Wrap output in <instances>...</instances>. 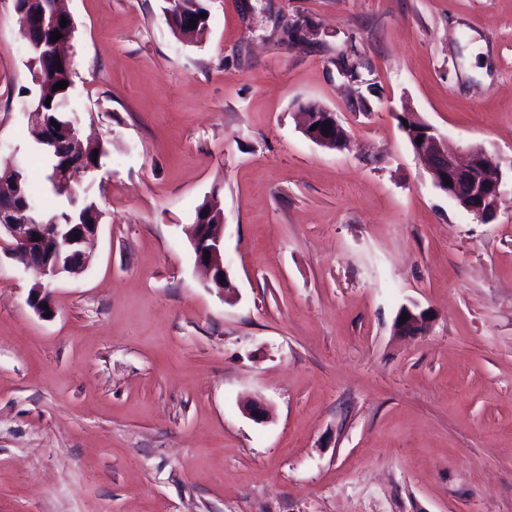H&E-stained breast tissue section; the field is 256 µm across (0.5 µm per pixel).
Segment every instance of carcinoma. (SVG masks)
Returning a JSON list of instances; mask_svg holds the SVG:
<instances>
[{"mask_svg":"<svg viewBox=\"0 0 512 512\" xmlns=\"http://www.w3.org/2000/svg\"><path fill=\"white\" fill-rule=\"evenodd\" d=\"M163 12L171 32L177 37L187 34V30L182 26V18L186 14L199 17V26L192 32L193 38L199 39L208 31L210 9L207 0H164ZM203 13L207 14V17H201ZM51 35V31L37 25L32 29V38L29 42V48L33 49V54L38 57L34 79L39 82V90L35 98L30 101L28 110L45 112L49 116L54 115L57 104L61 100L71 97L73 86L71 55L60 42L51 41ZM61 81L68 82L67 88L53 90V87ZM47 101L50 102L48 106L45 105ZM95 152L100 156L103 155V149L99 144L81 141L75 145L72 155L64 162L50 161L46 179L49 180L56 195L70 198L76 194L80 179L86 171L100 165V160L93 159ZM57 168L60 169L61 177L55 181L53 175ZM80 201L81 206L78 208L69 206L47 220L37 219L35 234L40 236L49 233L53 224L95 223L101 214L97 203L87 195L80 197Z\"/></svg>","mask_w":512,"mask_h":512,"instance_id":"cac0c4a2","label":"carcinoma"}]
</instances>
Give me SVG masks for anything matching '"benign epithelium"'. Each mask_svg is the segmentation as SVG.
Instances as JSON below:
<instances>
[{
    "label": "benign epithelium",
    "instance_id": "benign-epithelium-1",
    "mask_svg": "<svg viewBox=\"0 0 512 512\" xmlns=\"http://www.w3.org/2000/svg\"><path fill=\"white\" fill-rule=\"evenodd\" d=\"M303 133L317 145L327 149L346 146L350 135L337 118L336 113L324 110L310 113L302 108ZM401 117L409 120L406 133L412 139L411 148L419 162L429 173L434 186L446 193L466 212L481 220L494 216L501 196L506 192V182L499 174L494 159L481 147L469 149L466 159H460L448 151L444 139L429 124L419 119L410 109H404ZM319 126L310 130L313 122ZM422 141H417V138ZM450 184H445V181ZM36 225L27 209L0 206V252L19 260L30 269L29 247ZM99 225L79 224L64 230L54 229L53 234L41 242V259L36 268L33 291L41 294L48 286L66 273L86 266L90 256L85 247L97 235ZM195 254L196 264L204 269L209 282L224 293V298L235 296V287L224 265V215L212 207L206 208L201 224L186 228ZM209 259H204L205 252Z\"/></svg>",
    "mask_w": 512,
    "mask_h": 512
}]
</instances>
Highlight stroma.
Here are the masks:
<instances>
[{"mask_svg":"<svg viewBox=\"0 0 512 512\" xmlns=\"http://www.w3.org/2000/svg\"><path fill=\"white\" fill-rule=\"evenodd\" d=\"M162 4L66 0L102 220L47 317L0 253V512H512V195L466 212L398 121L512 173V0H212L191 44ZM35 89L0 0V158L31 157L47 218ZM311 102L348 148L303 135ZM209 201L231 301L186 233Z\"/></svg>","mask_w":512,"mask_h":512,"instance_id":"1","label":"stroma"}]
</instances>
